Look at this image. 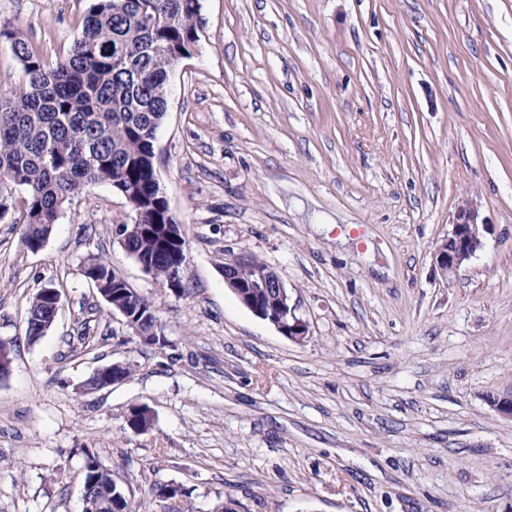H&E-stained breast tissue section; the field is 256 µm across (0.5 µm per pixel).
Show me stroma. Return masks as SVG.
Segmentation results:
<instances>
[{
  "instance_id": "stroma-1",
  "label": "stroma",
  "mask_w": 512,
  "mask_h": 512,
  "mask_svg": "<svg viewBox=\"0 0 512 512\" xmlns=\"http://www.w3.org/2000/svg\"><path fill=\"white\" fill-rule=\"evenodd\" d=\"M89 0H0V28L56 62ZM167 84L160 187L187 232L183 290L119 244L133 213L76 195L44 246L0 222V512H83L94 453L146 512H512V0H201ZM490 223L455 274L432 260L458 201ZM154 301L146 345L81 266ZM251 255L309 334L283 336L224 283ZM63 307L37 343L27 309ZM130 363L94 393L97 368ZM153 427L135 433L131 406ZM178 484V500L152 490ZM39 293L47 299L55 302L57 315L61 309V295L58 289L46 287L41 288ZM44 300L36 295L27 312V322L25 328V336L30 342L38 341L51 328L55 321V307L53 302Z\"/></svg>"
}]
</instances>
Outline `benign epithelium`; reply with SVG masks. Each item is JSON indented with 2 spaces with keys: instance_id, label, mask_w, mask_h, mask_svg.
<instances>
[{
  "instance_id": "benign-epithelium-1",
  "label": "benign epithelium",
  "mask_w": 512,
  "mask_h": 512,
  "mask_svg": "<svg viewBox=\"0 0 512 512\" xmlns=\"http://www.w3.org/2000/svg\"><path fill=\"white\" fill-rule=\"evenodd\" d=\"M140 213H134L132 223L119 224L115 234L120 243L151 234L158 226L140 223ZM489 222L480 218L477 202L469 197L457 205L452 219V228L433 253V261L443 274L457 272L484 246ZM241 258L224 264V282L238 296L240 302L257 317L272 323L278 331L295 341L308 335V325L297 316L296 306L291 303L288 288L278 273L270 266L252 276L239 274Z\"/></svg>"
}]
</instances>
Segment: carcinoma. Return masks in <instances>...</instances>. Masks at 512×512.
<instances>
[{
    "label": "carcinoma",
    "mask_w": 512,
    "mask_h": 512,
    "mask_svg": "<svg viewBox=\"0 0 512 512\" xmlns=\"http://www.w3.org/2000/svg\"><path fill=\"white\" fill-rule=\"evenodd\" d=\"M203 27L199 0H91L82 32L66 57L49 65L19 34L5 30L23 70V82L0 94V220L16 215L22 241L42 248L51 228L75 195L98 184L131 193L144 209L145 224H174L157 190L151 161L154 140L168 110L167 83L173 57L191 53ZM162 238H133L125 249L138 263L151 264L162 281L177 262ZM147 345H163L155 332V303L134 297ZM55 321L52 302L34 297L25 336L38 341ZM154 424L149 407H131L129 428ZM87 498L112 492L117 512H139L92 454L84 463Z\"/></svg>",
    "instance_id": "carcinoma-1"
}]
</instances>
